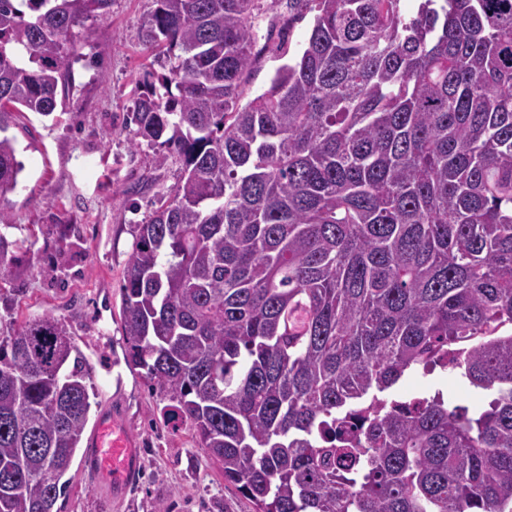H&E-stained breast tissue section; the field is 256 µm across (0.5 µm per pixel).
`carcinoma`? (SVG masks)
Instances as JSON below:
<instances>
[{
	"mask_svg": "<svg viewBox=\"0 0 512 512\" xmlns=\"http://www.w3.org/2000/svg\"><path fill=\"white\" fill-rule=\"evenodd\" d=\"M112 0H0L6 135L51 115ZM128 135L178 182L136 225L125 359L256 512H512V0H288L302 52L240 105L258 0H152ZM24 242L0 232V267ZM460 370L481 410L400 401ZM91 374L51 316L0 338V512H65ZM440 390L448 401H456L469 397V403L484 405L485 398L478 390L469 387L462 381L457 372L437 369L433 374L423 375L421 372L409 373L394 387L393 394L397 399L407 400L416 396L433 395Z\"/></svg>",
	"mask_w": 512,
	"mask_h": 512,
	"instance_id": "1",
	"label": "carcinoma"
}]
</instances>
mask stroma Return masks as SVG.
<instances>
[{"instance_id": "obj_1", "label": "stroma", "mask_w": 512, "mask_h": 512, "mask_svg": "<svg viewBox=\"0 0 512 512\" xmlns=\"http://www.w3.org/2000/svg\"><path fill=\"white\" fill-rule=\"evenodd\" d=\"M255 22L257 59L243 100L266 90L283 63L284 46L301 52L312 12L288 18L287 0H261ZM152 0H112L107 14L91 22L79 46L70 90L48 117L17 114L10 130L25 169L11 195L10 239L32 244L31 260L0 270V336L46 315L66 329L90 369L97 393L91 399L84 440L99 419L117 418L141 450L133 485L114 494L86 467L78 448L66 495V512H254L253 504L225 482L220 465L197 447L190 425L168 421L166 399L125 361L120 329L124 270L135 227L154 208L155 194L179 179L178 164L155 169L153 151L133 147L124 128L144 69L167 72L166 57L147 52L145 20ZM54 266L44 275V266ZM442 391L449 400H485L452 371L407 374L394 387L407 400Z\"/></svg>"}]
</instances>
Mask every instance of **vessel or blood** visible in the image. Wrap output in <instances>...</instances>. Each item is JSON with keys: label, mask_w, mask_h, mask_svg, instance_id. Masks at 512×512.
<instances>
[{"label": "vessel or blood", "mask_w": 512, "mask_h": 512, "mask_svg": "<svg viewBox=\"0 0 512 512\" xmlns=\"http://www.w3.org/2000/svg\"><path fill=\"white\" fill-rule=\"evenodd\" d=\"M90 471L121 489L140 468V456L126 428L113 419L99 423L87 453Z\"/></svg>", "instance_id": "obj_1"}]
</instances>
